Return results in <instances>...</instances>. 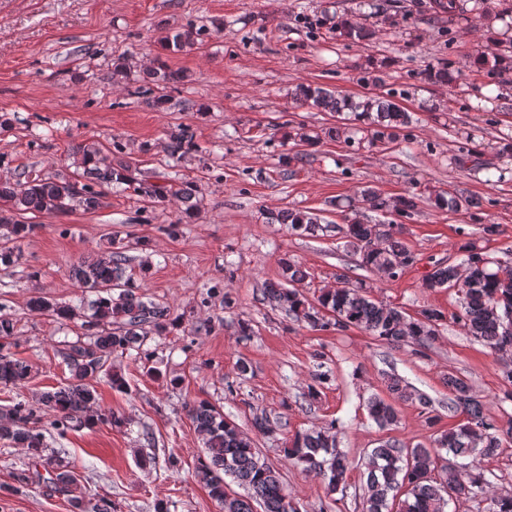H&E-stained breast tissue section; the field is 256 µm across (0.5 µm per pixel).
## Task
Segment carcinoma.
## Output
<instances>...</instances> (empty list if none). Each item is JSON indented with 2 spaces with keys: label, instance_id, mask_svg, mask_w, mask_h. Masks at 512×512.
I'll return each instance as SVG.
<instances>
[{
  "label": "carcinoma",
  "instance_id": "obj_1",
  "mask_svg": "<svg viewBox=\"0 0 512 512\" xmlns=\"http://www.w3.org/2000/svg\"><path fill=\"white\" fill-rule=\"evenodd\" d=\"M432 12L446 15L448 20L458 15L460 0H434ZM339 35L357 42H366L373 32L343 22L333 24ZM166 49L180 52L195 44L193 30H184L164 37ZM390 62L385 57L367 56L363 79L374 84L384 83ZM433 83L451 84L456 76L448 65L429 69ZM293 101L333 112L348 126L349 144L359 147H377L396 142L401 132L412 124V117L397 103L377 96L350 97L338 95L326 88L298 84L291 91ZM172 152L195 148L194 135L186 125L179 124L170 131ZM81 156L85 182H72L53 176L0 182V225L6 232L0 235V265L15 263L16 242L39 228L27 224L17 216L25 213H65L77 202L87 211L101 204L102 185H126L130 181L123 165L112 166L109 154L89 145L74 147ZM461 167L488 170L477 161L476 152L461 147L455 158ZM145 195L163 203L168 197L177 198L183 206L182 214L190 216L196 207L194 185H159L148 183L141 188ZM421 196L414 192L387 197L372 188L360 191L358 203L367 211L397 218L410 219L418 213ZM293 230L307 232L319 228L320 219L300 212L281 211L271 217ZM404 224L396 221H348L344 230L349 246L357 257L358 266L366 269H389L388 277L396 278L415 262V256L401 241ZM464 258L458 264L438 262L426 275V288H455L461 294V313L456 316L467 335L483 343L492 351L512 336V271L491 267L490 261L474 245L462 247ZM127 256L117 247L107 256L87 258L73 266L71 275L84 287L95 293L91 315L85 316L80 306L63 304L47 296H32L27 302L29 311L41 316L65 321L82 320L88 340L66 344L62 352L69 368L71 381L42 393L39 405L18 401L0 409V441L25 451L28 466H41L46 474L36 473L39 480L57 492L69 496L76 512H112V504L104 502L87 507L85 497L78 493V478L61 460L50 452L47 439H63L67 433L80 427L99 423L121 427L125 418L110 410L96 408L98 392L95 383L108 377L113 388L126 389L125 380L106 368L108 358L117 352L137 351L139 358L150 361L152 352L144 349L146 327L161 334L180 325L181 317L171 308L145 298L141 288L145 278L126 274ZM283 277L290 287L280 284L265 289L275 302L285 305L298 320H304L319 330L338 331L359 328L378 340L396 348L413 344L414 353L428 348L438 335V326L444 320L441 310L424 307L415 316H407L396 307L371 298L366 285L352 283L346 274L336 276L340 288L321 292L316 302L293 284L306 278L304 270L288 259L282 261ZM117 323V330L108 326ZM15 338L14 325L0 319V383L21 387L31 378L32 367L8 353ZM452 395L451 407L466 415V422L444 431L434 439L433 447L420 444L410 446L398 440H388L368 454L366 483L361 512H446L454 500L486 504L485 512H512V494L490 491V483L481 472L479 461L495 454L504 441L512 438V424L502 429L485 413L482 400L467 380L450 373L446 379ZM387 390L402 400L415 399L426 415V422L434 425L430 399L423 393L412 395L401 378L388 375ZM53 412V419L43 421V410ZM368 412L380 427L396 420L393 406L379 397L368 401ZM188 416L204 440L205 456L195 467V476L208 489L209 495L223 512H254L253 504L263 506V512H297L290 500L280 472L262 459L253 439L242 433L224 418V412L210 402L200 400L188 409ZM336 422L315 432H298L289 441L288 460L320 475L331 493L346 488L352 462L337 448ZM463 459L464 475L447 476L443 461ZM242 485L247 495L242 496L228 488L226 478Z\"/></svg>",
  "mask_w": 512,
  "mask_h": 512
}]
</instances>
